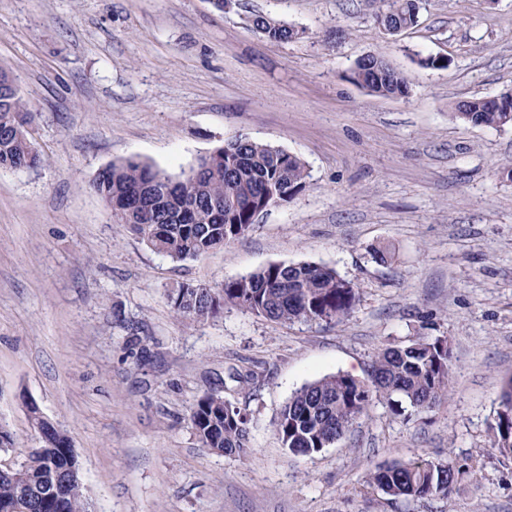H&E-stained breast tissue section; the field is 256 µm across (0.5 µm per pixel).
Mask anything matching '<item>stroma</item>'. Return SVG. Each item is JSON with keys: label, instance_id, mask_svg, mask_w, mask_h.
I'll return each instance as SVG.
<instances>
[{"label": "stroma", "instance_id": "stroma-1", "mask_svg": "<svg viewBox=\"0 0 512 512\" xmlns=\"http://www.w3.org/2000/svg\"><path fill=\"white\" fill-rule=\"evenodd\" d=\"M375 0H0V68L34 110L42 156L0 168V467L39 447L30 407L71 439L89 512H512V457L495 443L512 377V126L452 120L512 92V0H421L388 33ZM261 13L299 30L272 42ZM405 98L347 78L365 55ZM445 59L440 68L421 58ZM307 166L305 188L238 239L186 261L149 248L93 183L147 160L179 176L237 136ZM274 263L334 268L359 300L339 322L225 308L196 322L168 295ZM443 336L448 397L409 417L374 398L312 456L275 423L324 376L366 379L384 348ZM219 392L248 414L247 456L203 448L188 414ZM471 458L447 498L392 500L379 466Z\"/></svg>", "mask_w": 512, "mask_h": 512}]
</instances>
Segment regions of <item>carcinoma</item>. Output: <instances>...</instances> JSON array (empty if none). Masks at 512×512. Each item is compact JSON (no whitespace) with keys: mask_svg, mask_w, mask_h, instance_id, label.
I'll return each mask as SVG.
<instances>
[{"mask_svg":"<svg viewBox=\"0 0 512 512\" xmlns=\"http://www.w3.org/2000/svg\"><path fill=\"white\" fill-rule=\"evenodd\" d=\"M377 18L389 17L406 29L417 22V0H379ZM255 30L284 42L292 31L262 15ZM0 69V167L31 168L42 162L30 151L26 126L33 112L6 85ZM348 79L382 96L405 94L406 78L384 59L356 63ZM451 117L476 126L512 125V112L481 98L457 103ZM96 191L119 208L117 223L130 228L153 250L175 261L197 258L254 229L253 209L270 196L282 202L303 190L309 177L297 156L245 136L225 142L216 158L201 156L189 172L173 178L150 163L129 157L108 166ZM175 312L204 320L226 306L249 310L273 321L332 322L348 316L358 300L354 285L335 269L310 263L271 264L221 288L184 283L169 294ZM451 350L442 336L389 347L372 362L367 381L348 374L323 377L297 390L281 411L277 433L294 455L310 456L330 447L368 410L373 397L386 399L397 414L421 413L447 394ZM40 447L19 467L0 476V512L25 500L31 512H87L79 465L69 436L30 407ZM190 426L202 447L241 457L250 452L247 416L217 393L190 408ZM497 447L512 454V377L500 393L495 421ZM468 459H419L376 470L369 483L393 499L450 496L471 475Z\"/></svg>","mask_w":512,"mask_h":512,"instance_id":"carcinoma-1","label":"carcinoma"}]
</instances>
